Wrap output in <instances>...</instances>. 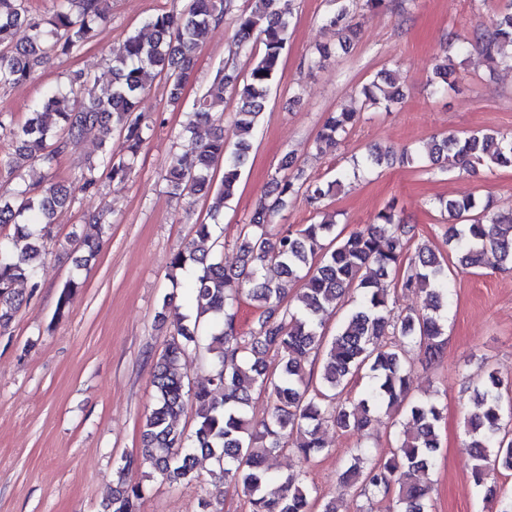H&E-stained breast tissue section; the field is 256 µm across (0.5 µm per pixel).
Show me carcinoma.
<instances>
[{
    "instance_id": "carcinoma-1",
    "label": "carcinoma",
    "mask_w": 512,
    "mask_h": 512,
    "mask_svg": "<svg viewBox=\"0 0 512 512\" xmlns=\"http://www.w3.org/2000/svg\"><path fill=\"white\" fill-rule=\"evenodd\" d=\"M252 2V7L239 10L235 0H185L180 9L152 14L115 55L109 90L96 92L80 74L71 85L49 88L33 101L22 125L16 127L0 114V132L16 140L15 152L0 156V169L18 180L12 192L0 193V229L13 227L12 236H0V327L8 326L23 305L14 285L34 279L55 215L71 201L64 184L25 182L24 164L39 161L50 169L71 144L89 135L104 142L117 130L125 138L126 156L116 160L104 150L79 167L76 181L81 191L94 195L102 177L125 178L147 139L140 104L151 82L163 77L170 101L179 103L199 38L232 13L238 49L250 52L258 41L262 51L243 80L224 70L215 74L187 113L188 145L171 161L165 180L172 197L216 193L214 221L219 207L235 197L288 43L291 15L278 6L280 0ZM356 5L357 0H328L325 24L347 29ZM107 10L108 0H55L53 11L42 15L32 12L28 0H0V87L29 80L51 56L79 52L96 36ZM23 26L30 36L14 41L15 30ZM469 45L491 63L512 67V0L474 31ZM451 77L448 65L437 67L434 92L452 88ZM228 90L237 101L233 144H227L219 125L208 138H199L197 124L211 121V112L224 106ZM402 97L392 75L382 71L363 86L360 109L381 102L388 109ZM358 114L359 109L328 113L316 146L336 144ZM220 158L224 171L217 182L213 164ZM396 159L433 176L467 172L478 165L490 171L512 167V136L482 130L449 134L433 140L424 156L413 146L402 147L398 154L370 149L352 158V172H373ZM280 171L244 225L238 269L224 268L223 260L214 256L216 242L209 224L197 225L196 238L172 258L171 267L183 275L191 308L177 314L175 333L153 362L156 399L143 422L142 461L181 484L198 479L201 455L213 461L210 474L216 493H223L224 480L234 481L247 497L250 512H313L316 500L305 481L293 474L278 479L269 471V461L291 447L308 462L325 450L323 424L363 431L383 411L395 427L396 451L371 459L358 448L341 480L357 486L370 504L387 498L396 512H429L442 412L432 399L411 395L407 353L415 349L430 360L444 353L448 264L427 244L409 254L412 236L393 205L380 210L374 224L348 236L337 233L331 219L274 230L273 217L291 197L305 196L317 212L347 175L343 170L327 183L309 181L292 155ZM433 206L448 215L444 237L458 266L478 268L491 256L496 268L512 269V212H496L491 201L474 196L438 198ZM91 220L99 233L78 239L76 248L78 266L85 268L101 250L108 212L100 210ZM285 280L302 283L292 302L287 300ZM81 285L78 278L65 284L57 317L65 314ZM399 290L425 294L424 308L394 313ZM243 298L258 310L245 333L237 325ZM328 307L341 310L331 332L321 317ZM201 346L211 355L209 385L191 395L179 366L189 350ZM268 354L276 363H267ZM363 378L368 383L353 402L346 391ZM511 388L495 372H487L473 382L475 406L464 414L472 483L483 500L498 504L496 512H512V494L498 495L486 487L490 469L512 471V396L504 397ZM261 393L267 394V408L256 419L249 413L253 396ZM190 409L196 420L188 432L180 419ZM133 465L129 460L117 469L111 512H140L142 486L128 479Z\"/></svg>"
}]
</instances>
